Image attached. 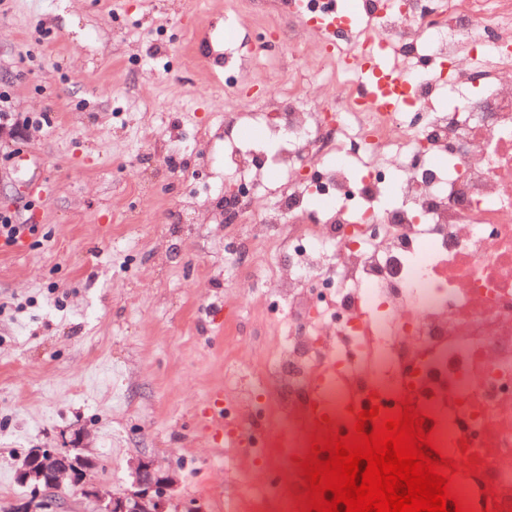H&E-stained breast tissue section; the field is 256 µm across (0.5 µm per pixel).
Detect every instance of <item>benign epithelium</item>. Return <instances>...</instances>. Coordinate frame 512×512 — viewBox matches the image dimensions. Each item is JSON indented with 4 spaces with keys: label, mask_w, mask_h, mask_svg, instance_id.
<instances>
[{
    "label": "benign epithelium",
    "mask_w": 512,
    "mask_h": 512,
    "mask_svg": "<svg viewBox=\"0 0 512 512\" xmlns=\"http://www.w3.org/2000/svg\"><path fill=\"white\" fill-rule=\"evenodd\" d=\"M70 448H32L17 459V475L25 480L38 477V470L50 474L48 492L34 490V495L13 506V512H59L62 508L61 491L73 487L86 499L98 503L99 512H201L193 501L173 504V491L178 485L174 470L151 457H137L131 464L130 485L120 492L103 494L90 477V464L95 457L76 455L69 461Z\"/></svg>",
    "instance_id": "1"
}]
</instances>
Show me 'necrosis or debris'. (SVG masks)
Listing matches in <instances>:
<instances>
[{"mask_svg":"<svg viewBox=\"0 0 512 512\" xmlns=\"http://www.w3.org/2000/svg\"><path fill=\"white\" fill-rule=\"evenodd\" d=\"M350 8L366 34L340 16L312 49L322 0H272L224 38L247 42L224 68V176L241 188L224 228L232 289L280 318L265 390L224 398L226 441L259 464L270 512H300L286 481L312 435L408 401L455 462L462 506L512 512V0ZM283 47L332 98H270L251 81ZM367 47L410 79L398 111L363 99ZM246 119L262 139H240Z\"/></svg>","mask_w":512,"mask_h":512,"instance_id":"1","label":"necrosis or debris"}]
</instances>
